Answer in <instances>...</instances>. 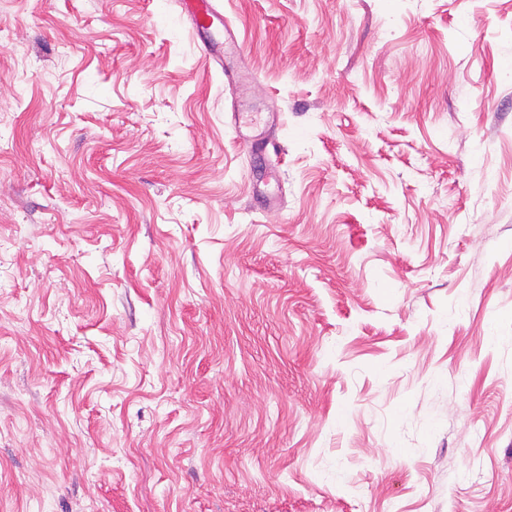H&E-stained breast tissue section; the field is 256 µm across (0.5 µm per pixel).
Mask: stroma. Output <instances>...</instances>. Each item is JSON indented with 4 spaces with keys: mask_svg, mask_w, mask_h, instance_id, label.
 <instances>
[{
    "mask_svg": "<svg viewBox=\"0 0 512 512\" xmlns=\"http://www.w3.org/2000/svg\"><path fill=\"white\" fill-rule=\"evenodd\" d=\"M220 2L0 0V512H512V0ZM180 19L190 25L193 33L202 38L205 50L215 64L224 72V79L240 78L237 70L241 44L230 32L224 11L218 9L215 0H178ZM223 32V42L220 39ZM235 133L237 139L246 146L247 149L254 151L266 152L270 142L265 136L264 128L257 123L240 124L235 120Z\"/></svg>",
    "mask_w": 512,
    "mask_h": 512,
    "instance_id": "obj_1",
    "label": "stroma"
}]
</instances>
